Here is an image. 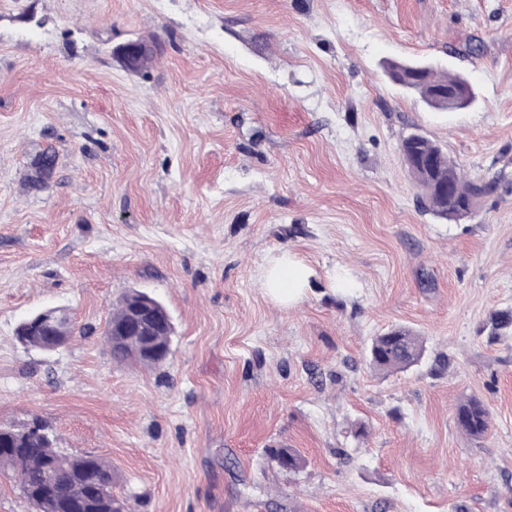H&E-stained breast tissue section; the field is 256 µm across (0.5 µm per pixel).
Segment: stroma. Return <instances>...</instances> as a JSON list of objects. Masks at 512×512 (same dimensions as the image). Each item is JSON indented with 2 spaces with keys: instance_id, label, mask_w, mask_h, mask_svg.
<instances>
[{
  "instance_id": "stroma-1",
  "label": "stroma",
  "mask_w": 512,
  "mask_h": 512,
  "mask_svg": "<svg viewBox=\"0 0 512 512\" xmlns=\"http://www.w3.org/2000/svg\"><path fill=\"white\" fill-rule=\"evenodd\" d=\"M130 40L156 46L148 71L113 56ZM393 59L463 73L472 106L432 114ZM412 132L497 190L459 221L423 211ZM284 250L314 271L291 308L259 280ZM134 289L173 319L157 367L104 341ZM53 307L82 335L23 348ZM505 309L512 0H0V427L40 417L133 512H512V336L485 330ZM396 326L424 362L372 371ZM470 396L479 440L454 422ZM283 444L300 472L270 460ZM490 413L483 401L471 396L461 401L455 412L458 428L469 438H484L491 426Z\"/></svg>"
}]
</instances>
